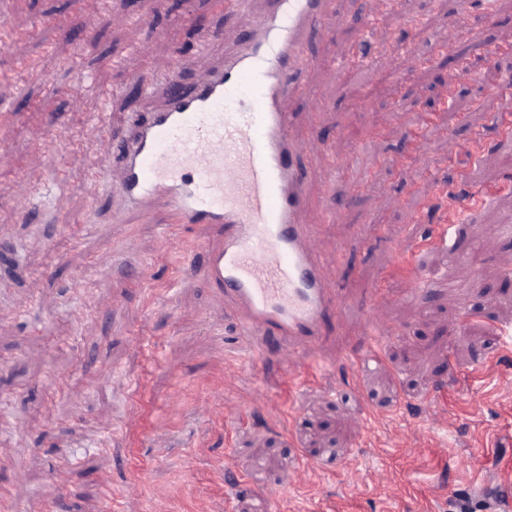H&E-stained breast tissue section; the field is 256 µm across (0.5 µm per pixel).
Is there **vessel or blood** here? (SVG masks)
Returning <instances> with one entry per match:
<instances>
[{
	"instance_id": "1",
	"label": "vessel or blood",
	"mask_w": 512,
	"mask_h": 512,
	"mask_svg": "<svg viewBox=\"0 0 512 512\" xmlns=\"http://www.w3.org/2000/svg\"><path fill=\"white\" fill-rule=\"evenodd\" d=\"M225 0L245 21V36L223 67L185 83L178 64L162 85L141 80L144 95L162 89L163 104L135 114L118 145V193L126 202L162 204L178 224H221L209 245V284L231 302L248 354L279 346L311 348L323 325L340 318L337 289L315 247L319 227L302 220L308 147L292 136L284 100L301 92L297 75L318 68L305 51L313 32L334 27L331 0Z\"/></svg>"
}]
</instances>
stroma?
<instances>
[{"label": "stroma", "instance_id": "obj_1", "mask_svg": "<svg viewBox=\"0 0 512 512\" xmlns=\"http://www.w3.org/2000/svg\"><path fill=\"white\" fill-rule=\"evenodd\" d=\"M7 5L25 36L0 71L23 60L28 79L0 81V493L27 512H103L105 482L123 512H512V0L490 15L335 0L334 38L312 35L322 67L285 109L325 158L307 221L345 315L283 361L245 360L203 267L184 271L223 228L166 237L164 208H124L104 139L157 105L128 95L135 77L179 50L192 82L239 45L240 19L218 0H167L142 24V0ZM365 19L373 66L339 76ZM458 62L468 74L447 82ZM49 76L92 88L61 97ZM446 225V245L428 242ZM130 245L145 279L117 270ZM375 343L389 367L363 379L364 426L350 379Z\"/></svg>", "mask_w": 512, "mask_h": 512}]
</instances>
